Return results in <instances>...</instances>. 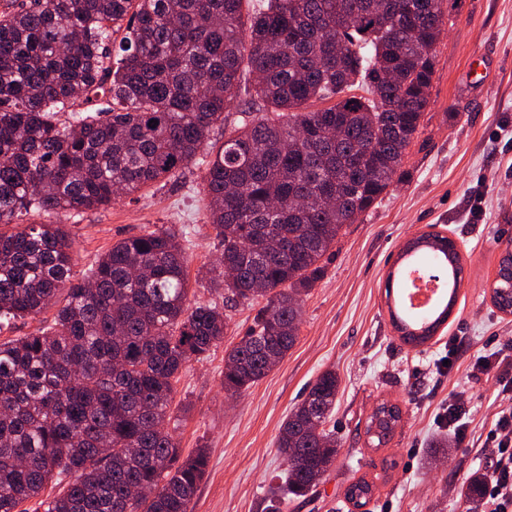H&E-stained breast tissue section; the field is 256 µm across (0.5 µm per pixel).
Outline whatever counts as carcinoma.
Returning a JSON list of instances; mask_svg holds the SVG:
<instances>
[{"label": "carcinoma", "mask_w": 512, "mask_h": 512, "mask_svg": "<svg viewBox=\"0 0 512 512\" xmlns=\"http://www.w3.org/2000/svg\"><path fill=\"white\" fill-rule=\"evenodd\" d=\"M446 19L448 0H31L0 11V319L55 309L51 326L0 343V512L28 500L43 512H192L208 454L181 455L174 384L228 327L224 311L190 299L188 256L169 228L119 240L77 278L63 224L10 225L105 208L201 162L224 245L210 274L225 303L255 308L224 356V392L239 396L294 346L336 239L400 172ZM81 93L105 106L73 110ZM444 240L421 234L401 258L450 266L430 246ZM497 276L492 300L512 314V250ZM392 321L415 345L430 336L408 327L441 324ZM338 389L336 371H322L277 437L296 497L336 462L326 425ZM399 417L381 405L367 435L385 444ZM52 481L61 490L45 498ZM484 481L467 479L466 500ZM133 487L149 495L129 511ZM370 492L360 480L346 499L359 507Z\"/></svg>", "instance_id": "obj_1"}]
</instances>
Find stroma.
<instances>
[{"label":"stroma","mask_w":512,"mask_h":512,"mask_svg":"<svg viewBox=\"0 0 512 512\" xmlns=\"http://www.w3.org/2000/svg\"><path fill=\"white\" fill-rule=\"evenodd\" d=\"M76 276L113 243L144 229L182 231L196 299L223 304L204 274L222 251L210 224L200 166L134 198L67 220ZM455 240L465 279L452 314L433 338L414 346L394 330L385 285L402 247L421 234ZM512 242V0H457L437 47L430 104L407 150L403 172L382 199L348 225L326 271L303 305L299 331L284 360L241 396L224 394V352L253 312L230 310L222 346L188 365L175 385L184 405L175 436L183 453H209L192 512H484L460 495L494 457L489 431L512 408L505 382L480 372V361L512 355V314L491 301V284ZM340 380L328 423L336 463L307 496L272 502L286 463L276 439L307 385L325 369ZM460 397L464 433L448 429L447 408ZM397 405L402 419L389 442L373 448L365 427L375 407ZM373 493L349 503V484Z\"/></svg>","instance_id":"1"}]
</instances>
